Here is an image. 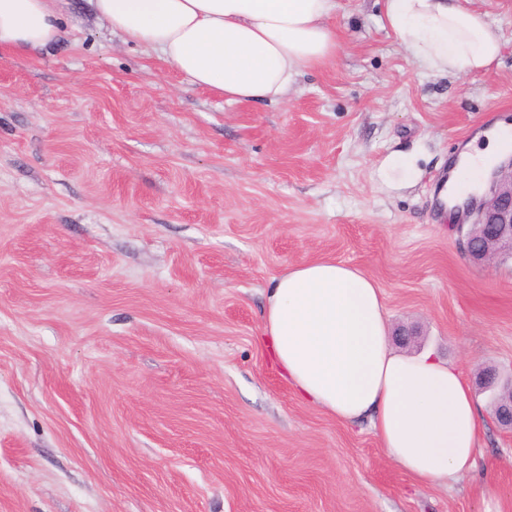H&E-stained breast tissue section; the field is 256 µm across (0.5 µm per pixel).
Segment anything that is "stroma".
I'll use <instances>...</instances> for the list:
<instances>
[{"instance_id":"obj_1","label":"stroma","mask_w":512,"mask_h":512,"mask_svg":"<svg viewBox=\"0 0 512 512\" xmlns=\"http://www.w3.org/2000/svg\"><path fill=\"white\" fill-rule=\"evenodd\" d=\"M463 3L501 33L488 68L429 75L379 0H337L335 59L277 104L191 86L89 0L49 51L0 53V512H512V432L478 382L512 371V261L471 263L439 198L461 147L512 124V0ZM320 258L463 370L472 472L412 483L281 376L266 291Z\"/></svg>"}]
</instances>
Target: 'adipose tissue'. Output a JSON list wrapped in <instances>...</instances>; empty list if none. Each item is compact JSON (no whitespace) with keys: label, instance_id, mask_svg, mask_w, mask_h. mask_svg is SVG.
Here are the masks:
<instances>
[{"label":"adipose tissue","instance_id":"ef3b65f1","mask_svg":"<svg viewBox=\"0 0 512 512\" xmlns=\"http://www.w3.org/2000/svg\"><path fill=\"white\" fill-rule=\"evenodd\" d=\"M90 2L125 42L232 103L281 100L302 70L325 66L339 46L336 0ZM381 22L439 74L485 69L503 47L486 15L459 0H384ZM61 35L56 0H0V51L32 54ZM485 138L462 152L448 205L478 194L483 171L512 152L511 125L496 123ZM263 339L303 400L344 424L370 419L387 457L415 483L445 484L473 469L484 428L463 370L395 351L380 290L361 270L320 259L274 279Z\"/></svg>","mask_w":512,"mask_h":512}]
</instances>
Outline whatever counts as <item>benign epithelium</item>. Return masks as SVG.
<instances>
[{
  "label": "benign epithelium",
  "instance_id": "benign-epithelium-1",
  "mask_svg": "<svg viewBox=\"0 0 512 512\" xmlns=\"http://www.w3.org/2000/svg\"><path fill=\"white\" fill-rule=\"evenodd\" d=\"M466 253L475 263L512 260V157L496 166L485 196L471 208ZM495 417L512 431V377L501 386L494 402Z\"/></svg>",
  "mask_w": 512,
  "mask_h": 512
}]
</instances>
